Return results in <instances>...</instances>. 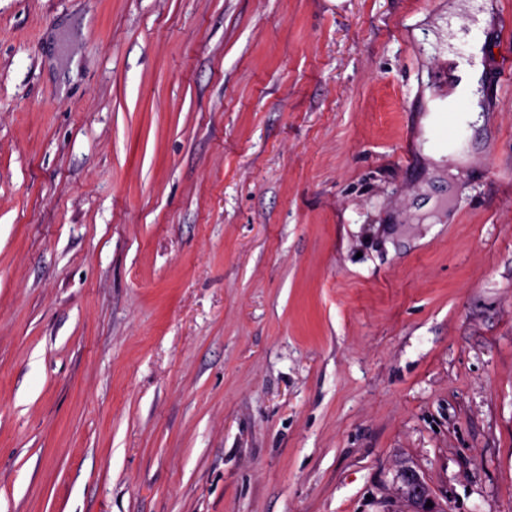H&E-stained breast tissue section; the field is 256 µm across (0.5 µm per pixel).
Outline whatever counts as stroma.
Masks as SVG:
<instances>
[{"mask_svg":"<svg viewBox=\"0 0 512 512\" xmlns=\"http://www.w3.org/2000/svg\"><path fill=\"white\" fill-rule=\"evenodd\" d=\"M0 0V512H512V0ZM480 78L481 73L479 70H472L470 74V85L468 88V97H469V112L465 111V104L461 97H459L454 105V107L450 110V112H464L461 119L465 129H469L470 125L477 122V125H480L483 122V116H480L481 108L479 106L480 101ZM447 113L444 112H429L423 120L424 124V139L423 153L434 162L440 163L447 159L451 161L466 160V147L459 144L456 140H448V126L440 130L439 137L441 140H448L447 148L441 149L435 146L434 134L440 123L446 120Z\"/></svg>","mask_w":512,"mask_h":512,"instance_id":"1","label":"stroma"}]
</instances>
